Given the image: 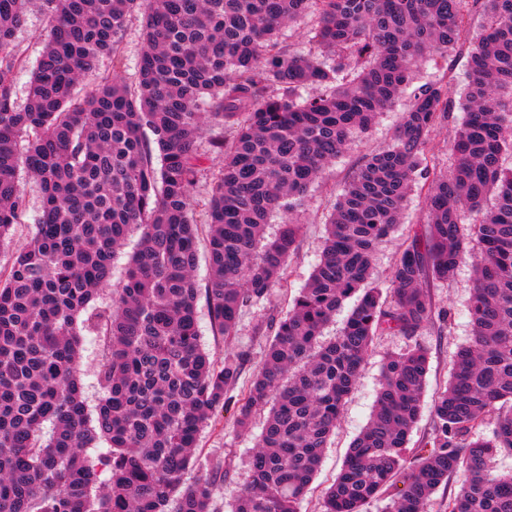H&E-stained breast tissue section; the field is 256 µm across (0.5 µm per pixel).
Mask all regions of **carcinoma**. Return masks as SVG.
<instances>
[{
    "mask_svg": "<svg viewBox=\"0 0 512 512\" xmlns=\"http://www.w3.org/2000/svg\"><path fill=\"white\" fill-rule=\"evenodd\" d=\"M48 24L27 102L15 98V34L28 4ZM142 15L134 80L122 36ZM316 16L307 46L279 31ZM482 25L471 33L474 15ZM466 56L464 117L437 171L432 132L456 90L408 91L416 62ZM112 71L102 74V59ZM85 86L78 93L79 86ZM410 93L393 142L337 195L323 249L269 337L250 385L245 351L217 360L197 332L205 295L216 335L281 281L302 231L293 215L353 135ZM208 112L201 113L202 99ZM223 161L211 194L192 195L205 119ZM512 0H0V251L24 223L20 175L41 210L0 267V512H213L223 466L192 482L200 433L233 411V430L261 415L248 478L230 512H300L324 448L375 337L452 328L431 289L473 258L472 337L434 401L431 433L406 463L422 411L427 350L389 354L372 415L352 441L322 512H425L448 479V512H512ZM426 218L411 227L388 286L379 246L414 187ZM284 216L274 238L264 226ZM140 232L109 309L112 258ZM206 237L210 277L196 279ZM358 301L322 340L344 303ZM101 342L94 411L83 394V332ZM489 429L492 437L483 435Z\"/></svg>",
    "mask_w": 512,
    "mask_h": 512,
    "instance_id": "obj_1",
    "label": "carcinoma"
}]
</instances>
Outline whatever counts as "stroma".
<instances>
[{"mask_svg": "<svg viewBox=\"0 0 512 512\" xmlns=\"http://www.w3.org/2000/svg\"><path fill=\"white\" fill-rule=\"evenodd\" d=\"M46 35L47 22L44 15L35 9L29 11L26 24L16 37L17 51L22 59V64L15 74L18 103L26 101L32 70L43 49ZM408 104L409 99L404 96L383 112L373 127L367 133L358 135L346 153L336 159L323 173L319 182L311 188L306 204L299 214L303 224L299 249L290 261L285 281L272 293L265 306L249 308L242 312L234 339L227 341L214 335L207 304L199 302L198 330L201 343L206 350L219 358L230 352L250 351L251 361L242 375L243 380H250L261 358L264 339L255 335L256 324L269 316L287 311L289 301L303 287L320 256L324 224L340 188L363 157L393 141ZM422 216L421 199L419 195H412L399 228L378 250L376 277L380 284H387L393 263L406 245L409 227L421 220ZM472 286L473 269L470 260L466 259L460 264L451 283L434 291L436 304L450 308L454 317L450 333L440 335L433 331H425L412 339L398 335H383L377 338L362 374L345 403L341 423L325 451L322 466L309 493L300 504L301 512H319L323 491L334 482L351 441L367 423L379 387L381 366L385 356L404 350L415 343L425 346L429 352V373L423 397L425 405L420 420L411 434V448L420 447L422 441L429 436L430 406L448 382L454 354L471 338L467 305ZM224 421V429L209 428L202 433L197 450L198 464L187 474L188 479L193 480L209 473L216 462H223L224 485L221 495L215 502L217 512H222L224 506L236 497L244 485L247 478V460L257 437L253 431L245 434L233 432L232 416H225Z\"/></svg>", "mask_w": 512, "mask_h": 512, "instance_id": "stroma-1", "label": "stroma"}]
</instances>
